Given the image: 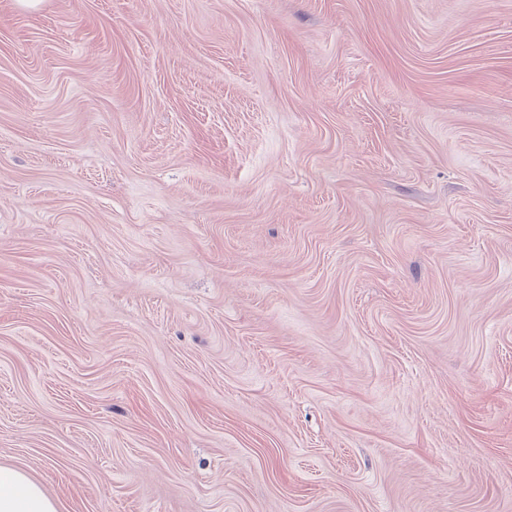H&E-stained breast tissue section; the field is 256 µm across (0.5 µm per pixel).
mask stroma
<instances>
[{
	"label": "stroma",
	"instance_id": "obj_1",
	"mask_svg": "<svg viewBox=\"0 0 512 512\" xmlns=\"http://www.w3.org/2000/svg\"><path fill=\"white\" fill-rule=\"evenodd\" d=\"M0 465L512 512V0H0Z\"/></svg>",
	"mask_w": 512,
	"mask_h": 512
}]
</instances>
